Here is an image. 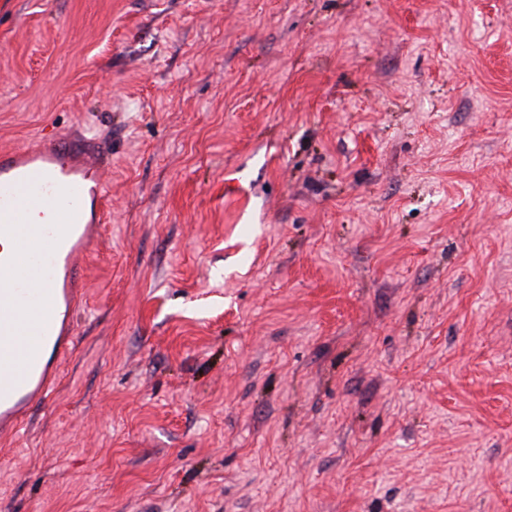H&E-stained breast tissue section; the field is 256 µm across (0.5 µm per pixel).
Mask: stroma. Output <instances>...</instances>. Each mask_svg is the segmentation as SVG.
Segmentation results:
<instances>
[{
    "mask_svg": "<svg viewBox=\"0 0 512 512\" xmlns=\"http://www.w3.org/2000/svg\"><path fill=\"white\" fill-rule=\"evenodd\" d=\"M51 129L111 221L0 512H512V0H0Z\"/></svg>",
    "mask_w": 512,
    "mask_h": 512,
    "instance_id": "1",
    "label": "stroma"
}]
</instances>
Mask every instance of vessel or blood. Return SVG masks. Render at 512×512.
Masks as SVG:
<instances>
[{
    "instance_id": "b4317fda",
    "label": "vessel or blood",
    "mask_w": 512,
    "mask_h": 512,
    "mask_svg": "<svg viewBox=\"0 0 512 512\" xmlns=\"http://www.w3.org/2000/svg\"><path fill=\"white\" fill-rule=\"evenodd\" d=\"M96 136L0 149V435L45 401L71 350L84 275L107 223Z\"/></svg>"
}]
</instances>
